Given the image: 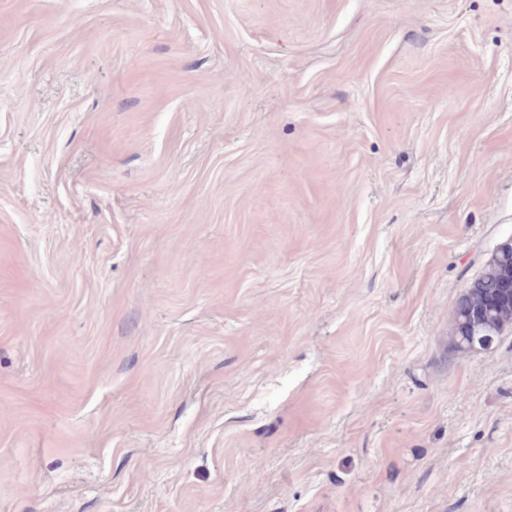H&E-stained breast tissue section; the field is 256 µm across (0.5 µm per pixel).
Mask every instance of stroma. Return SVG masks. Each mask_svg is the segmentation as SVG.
<instances>
[{
  "label": "stroma",
  "mask_w": 512,
  "mask_h": 512,
  "mask_svg": "<svg viewBox=\"0 0 512 512\" xmlns=\"http://www.w3.org/2000/svg\"><path fill=\"white\" fill-rule=\"evenodd\" d=\"M512 0H0V512H512ZM512 252V238H509L502 243L498 249L499 256H508ZM483 281L484 288L477 301L485 306L484 318L489 334L495 339L501 333V330L506 322L512 321V304L508 303H494L491 297L495 296L498 291L500 282L512 278V255L510 257H499L491 261L480 276ZM493 337L483 342L484 346L480 349L490 350L494 343Z\"/></svg>",
  "instance_id": "35a3bbf8"
}]
</instances>
